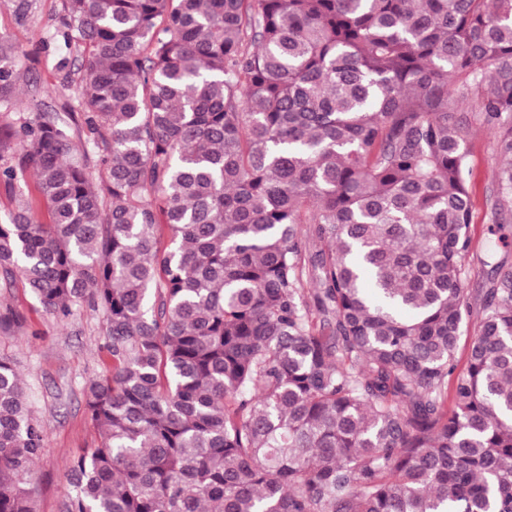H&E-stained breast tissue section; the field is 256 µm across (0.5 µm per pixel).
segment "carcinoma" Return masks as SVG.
Returning a JSON list of instances; mask_svg holds the SVG:
<instances>
[{"label": "carcinoma", "mask_w": 512, "mask_h": 512, "mask_svg": "<svg viewBox=\"0 0 512 512\" xmlns=\"http://www.w3.org/2000/svg\"><path fill=\"white\" fill-rule=\"evenodd\" d=\"M65 12L74 105L0 128L21 146L0 281L61 321L101 311L112 355L61 512H512L504 236L457 357L475 121L501 158L492 221L512 220V0ZM14 57L1 40L3 103ZM23 327L0 308L1 335ZM44 447L1 357L0 512H33Z\"/></svg>", "instance_id": "cac0c4a2"}]
</instances>
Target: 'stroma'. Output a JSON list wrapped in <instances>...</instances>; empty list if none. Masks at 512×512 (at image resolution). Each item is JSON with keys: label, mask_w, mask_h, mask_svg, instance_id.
I'll use <instances>...</instances> for the list:
<instances>
[{"label": "stroma", "mask_w": 512, "mask_h": 512, "mask_svg": "<svg viewBox=\"0 0 512 512\" xmlns=\"http://www.w3.org/2000/svg\"><path fill=\"white\" fill-rule=\"evenodd\" d=\"M63 17V0H0V38L14 45L21 74L16 100L0 103L1 126L19 125L33 112L64 111L70 92L62 79H78L81 57L56 38ZM469 151L473 250L467 286L475 293L490 274L481 260L489 237L487 196L499 158L493 135L479 126L472 131ZM0 305L25 319L23 330L0 335V356L15 363L32 413L46 435L28 484L29 496L34 512H60L61 501L70 489L68 463L99 440L86 413L83 389L112 362L102 348L103 316L84 308L67 321H57L19 283L11 288L0 285Z\"/></svg>", "instance_id": "obj_1"}]
</instances>
